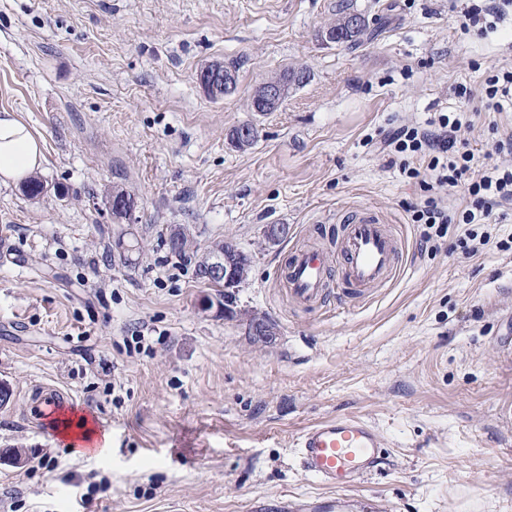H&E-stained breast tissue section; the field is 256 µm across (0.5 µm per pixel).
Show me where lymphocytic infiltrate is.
Masks as SVG:
<instances>
[{
    "label": "lymphocytic infiltrate",
    "instance_id": "obj_1",
    "mask_svg": "<svg viewBox=\"0 0 512 512\" xmlns=\"http://www.w3.org/2000/svg\"><path fill=\"white\" fill-rule=\"evenodd\" d=\"M512 9V0H469L462 14L463 28L486 33ZM485 111L512 106V67H491L479 93ZM468 121L460 112H437L424 124H403L380 139L366 137L365 145L380 143L390 166L418 182L421 198L406 203L412 223L420 228V244L438 250L444 238H455L463 252L494 247L512 249L510 240H493L485 231L498 208L512 204V166L499 165L498 155H512V134L497 138L491 151L478 154L464 130ZM457 204H449V197Z\"/></svg>",
    "mask_w": 512,
    "mask_h": 512
}]
</instances>
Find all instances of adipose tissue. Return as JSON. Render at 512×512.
Segmentation results:
<instances>
[{
    "label": "adipose tissue",
    "mask_w": 512,
    "mask_h": 512,
    "mask_svg": "<svg viewBox=\"0 0 512 512\" xmlns=\"http://www.w3.org/2000/svg\"><path fill=\"white\" fill-rule=\"evenodd\" d=\"M40 141L14 113L0 114V183L18 182L42 165Z\"/></svg>",
    "instance_id": "ef3b65f1"
}]
</instances>
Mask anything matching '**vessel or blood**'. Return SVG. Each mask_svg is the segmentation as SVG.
I'll return each mask as SVG.
<instances>
[{"instance_id":"b4317fda","label":"vessel or blood","mask_w":512,"mask_h":512,"mask_svg":"<svg viewBox=\"0 0 512 512\" xmlns=\"http://www.w3.org/2000/svg\"><path fill=\"white\" fill-rule=\"evenodd\" d=\"M402 244L391 225L368 208L340 215L336 247L318 245L295 248L285 271L288 295L296 304L315 309L324 303L327 266H336V302L362 300L374 289L389 285L401 270ZM28 406L39 427L63 426L76 408L74 396L50 385L30 396ZM301 465L322 483L344 488L377 471L383 458L382 439L370 423L349 417L321 421L297 438ZM339 499L302 500L280 495L253 497L249 512H338Z\"/></svg>"}]
</instances>
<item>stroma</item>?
Returning a JSON list of instances; mask_svg holds the SVG:
<instances>
[{"instance_id": "35a3bbf8", "label": "stroma", "mask_w": 512, "mask_h": 512, "mask_svg": "<svg viewBox=\"0 0 512 512\" xmlns=\"http://www.w3.org/2000/svg\"><path fill=\"white\" fill-rule=\"evenodd\" d=\"M376 28L350 49L323 41L339 4ZM448 0H0V111L40 140L36 199L0 184V512H245L257 495L328 487L295 446L319 421L353 416L385 462L338 498L349 512H512V249H418V199L366 134L466 112L488 151L512 108L485 112L488 66H512V18L479 36ZM219 64L234 93L211 98ZM306 70L282 106L255 88ZM256 125L249 149L234 127ZM135 207L116 217L113 189ZM378 212L403 244L402 273L355 307L289 303L292 249L331 246L337 214ZM268 224L289 228L265 243ZM230 240L252 256L234 319L165 239ZM275 324L269 345L247 333ZM147 330L136 344L138 330ZM73 394L99 419L79 453L25 413L30 386ZM22 447L28 461L6 451ZM198 80L204 91L213 98L232 94L237 84L235 74L226 70H204L199 72Z\"/></svg>"}]
</instances>
